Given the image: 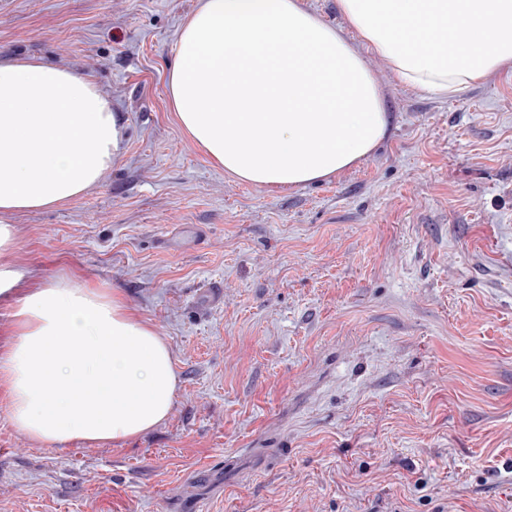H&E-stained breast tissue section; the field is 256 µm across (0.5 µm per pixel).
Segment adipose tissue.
Returning <instances> with one entry per match:
<instances>
[{
  "mask_svg": "<svg viewBox=\"0 0 512 512\" xmlns=\"http://www.w3.org/2000/svg\"><path fill=\"white\" fill-rule=\"evenodd\" d=\"M405 87L460 93L512 64V0H338ZM167 90L205 157L244 184H316L367 158L389 126L365 59L301 0H200ZM124 127L92 80L0 60V295L24 278L14 214L75 200L111 168ZM178 377L119 288L61 277L25 289L0 350L13 427L45 445L122 442L164 422Z\"/></svg>",
  "mask_w": 512,
  "mask_h": 512,
  "instance_id": "adipose-tissue-1",
  "label": "adipose tissue"
}]
</instances>
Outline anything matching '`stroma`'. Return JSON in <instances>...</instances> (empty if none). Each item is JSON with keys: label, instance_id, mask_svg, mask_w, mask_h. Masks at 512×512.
Wrapping results in <instances>:
<instances>
[{"label": "stroma", "instance_id": "1", "mask_svg": "<svg viewBox=\"0 0 512 512\" xmlns=\"http://www.w3.org/2000/svg\"><path fill=\"white\" fill-rule=\"evenodd\" d=\"M198 0H0V58L87 75L125 126L100 181L12 217L26 284L124 289L178 388L122 443L48 448L0 391V512H512V65L404 88L332 179L214 167L167 94Z\"/></svg>", "mask_w": 512, "mask_h": 512}]
</instances>
